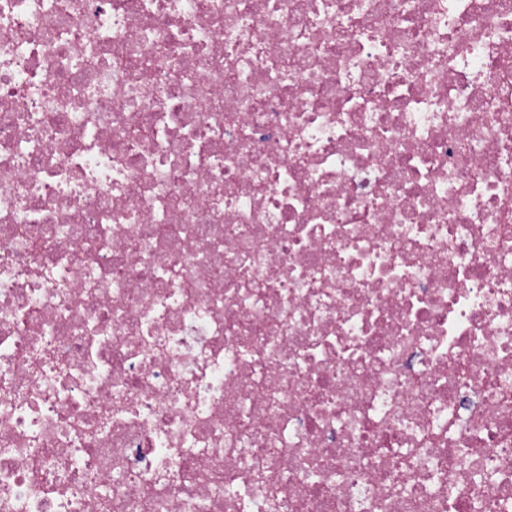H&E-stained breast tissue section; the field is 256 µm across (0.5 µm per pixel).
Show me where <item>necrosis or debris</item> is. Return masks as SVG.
<instances>
[{
  "label": "necrosis or debris",
  "instance_id": "1",
  "mask_svg": "<svg viewBox=\"0 0 512 512\" xmlns=\"http://www.w3.org/2000/svg\"><path fill=\"white\" fill-rule=\"evenodd\" d=\"M477 503L512 0H0V512Z\"/></svg>",
  "mask_w": 512,
  "mask_h": 512
}]
</instances>
